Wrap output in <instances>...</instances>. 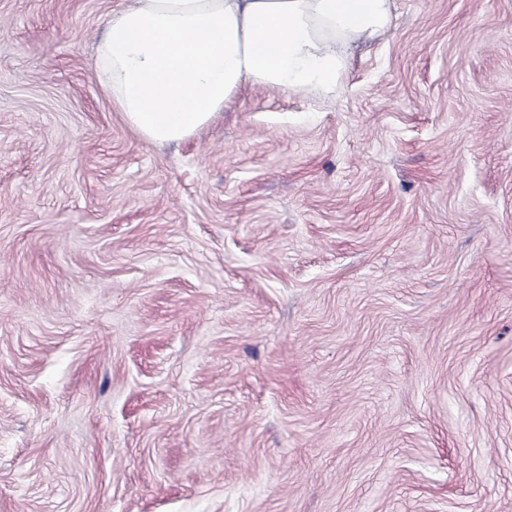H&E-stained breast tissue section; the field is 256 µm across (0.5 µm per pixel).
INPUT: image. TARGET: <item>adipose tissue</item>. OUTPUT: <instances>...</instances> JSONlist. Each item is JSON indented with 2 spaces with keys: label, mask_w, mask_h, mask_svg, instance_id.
<instances>
[{
  "label": "adipose tissue",
  "mask_w": 512,
  "mask_h": 512,
  "mask_svg": "<svg viewBox=\"0 0 512 512\" xmlns=\"http://www.w3.org/2000/svg\"><path fill=\"white\" fill-rule=\"evenodd\" d=\"M393 0H133L98 46L102 89L153 144L207 126L245 88L325 99L354 50L384 34Z\"/></svg>",
  "instance_id": "1"
}]
</instances>
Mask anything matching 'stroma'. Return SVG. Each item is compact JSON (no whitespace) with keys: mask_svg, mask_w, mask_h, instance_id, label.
Masks as SVG:
<instances>
[{"mask_svg":"<svg viewBox=\"0 0 512 512\" xmlns=\"http://www.w3.org/2000/svg\"><path fill=\"white\" fill-rule=\"evenodd\" d=\"M124 5L0 0V512H512V0L170 146Z\"/></svg>","mask_w":512,"mask_h":512,"instance_id":"obj_1","label":"stroma"}]
</instances>
